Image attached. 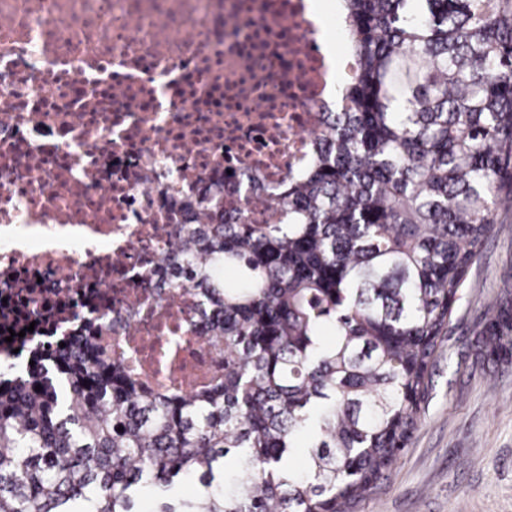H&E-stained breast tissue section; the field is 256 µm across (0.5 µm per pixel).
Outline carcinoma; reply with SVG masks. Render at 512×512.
<instances>
[{
	"instance_id": "obj_1",
	"label": "carcinoma",
	"mask_w": 512,
	"mask_h": 512,
	"mask_svg": "<svg viewBox=\"0 0 512 512\" xmlns=\"http://www.w3.org/2000/svg\"><path fill=\"white\" fill-rule=\"evenodd\" d=\"M341 2L353 73L311 162L284 191L245 166L231 208L174 228L171 286L224 339V379L146 393L75 342L57 386L0 381V512H350L388 479L512 208V0ZM258 191L275 219L253 217ZM485 315L490 357L512 282Z\"/></svg>"
}]
</instances>
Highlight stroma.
<instances>
[{
	"instance_id": "35a3bbf8",
	"label": "stroma",
	"mask_w": 512,
	"mask_h": 512,
	"mask_svg": "<svg viewBox=\"0 0 512 512\" xmlns=\"http://www.w3.org/2000/svg\"><path fill=\"white\" fill-rule=\"evenodd\" d=\"M512 279L502 214L457 303L417 429L390 476L353 512H512V350L475 354L483 303Z\"/></svg>"
}]
</instances>
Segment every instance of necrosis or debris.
I'll use <instances>...</instances> for the list:
<instances>
[{"label": "necrosis or debris", "mask_w": 512, "mask_h": 512, "mask_svg": "<svg viewBox=\"0 0 512 512\" xmlns=\"http://www.w3.org/2000/svg\"><path fill=\"white\" fill-rule=\"evenodd\" d=\"M306 2L0 0V373L52 378L81 336L148 391L223 378L193 290L165 285L172 227L201 185L306 158L336 105Z\"/></svg>", "instance_id": "4bbe7bcc"}]
</instances>
